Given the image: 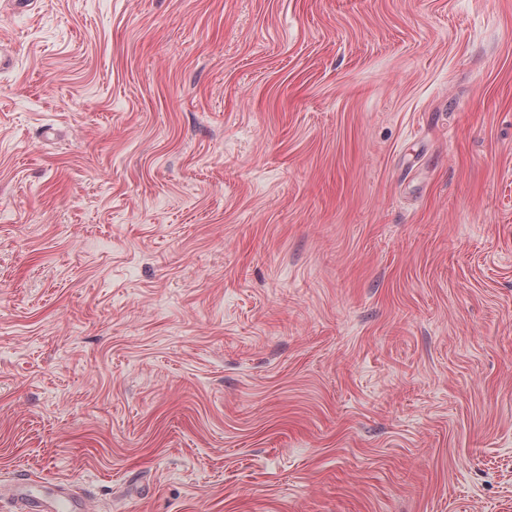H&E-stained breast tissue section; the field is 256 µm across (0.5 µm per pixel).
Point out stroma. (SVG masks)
Listing matches in <instances>:
<instances>
[{
    "label": "stroma",
    "instance_id": "stroma-1",
    "mask_svg": "<svg viewBox=\"0 0 512 512\" xmlns=\"http://www.w3.org/2000/svg\"><path fill=\"white\" fill-rule=\"evenodd\" d=\"M0 488L512 512V0H0Z\"/></svg>",
    "mask_w": 512,
    "mask_h": 512
}]
</instances>
